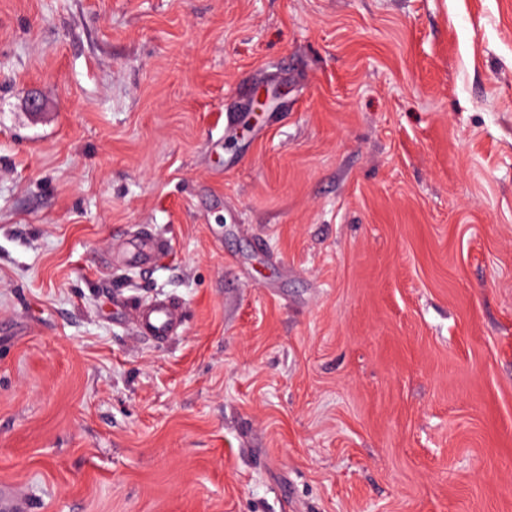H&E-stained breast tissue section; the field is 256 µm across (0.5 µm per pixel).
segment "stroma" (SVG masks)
<instances>
[{
  "label": "stroma",
  "mask_w": 512,
  "mask_h": 512,
  "mask_svg": "<svg viewBox=\"0 0 512 512\" xmlns=\"http://www.w3.org/2000/svg\"><path fill=\"white\" fill-rule=\"evenodd\" d=\"M1 486L512 512V0H0ZM132 316L139 331L154 339H167L176 333L179 312L166 301L137 305Z\"/></svg>",
  "instance_id": "35a3bbf8"
}]
</instances>
